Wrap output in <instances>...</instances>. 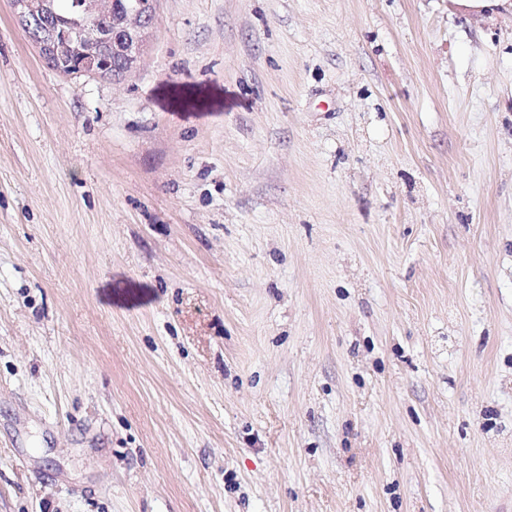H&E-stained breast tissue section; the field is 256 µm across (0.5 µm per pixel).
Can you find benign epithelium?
<instances>
[{"instance_id":"1","label":"benign epithelium","mask_w":512,"mask_h":512,"mask_svg":"<svg viewBox=\"0 0 512 512\" xmlns=\"http://www.w3.org/2000/svg\"><path fill=\"white\" fill-rule=\"evenodd\" d=\"M156 0H135V4L122 10H112V0H75V15L70 28L61 36L44 44L51 55L67 59L75 50L81 55L79 72L95 74L102 66V52L109 35L97 30L94 22L103 14L112 17V34L124 37V43H112L124 55L126 68H132L140 57L144 40L151 25L147 18L154 14ZM13 10L19 18L44 14L50 6L47 0H12Z\"/></svg>"}]
</instances>
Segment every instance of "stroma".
I'll return each instance as SVG.
<instances>
[{
    "label": "stroma",
    "instance_id": "stroma-1",
    "mask_svg": "<svg viewBox=\"0 0 512 512\" xmlns=\"http://www.w3.org/2000/svg\"><path fill=\"white\" fill-rule=\"evenodd\" d=\"M0 512H512V13L0 0ZM52 2V13L40 16L38 20H31V28H35L41 38L52 30H60L63 19L73 14V0H52ZM156 0H136L135 4L118 11H112V0H76V10L70 28L61 36L55 37L50 43H41L51 55L60 60L67 59L77 49L81 55L80 73L95 74L102 66V52L108 42L107 33L121 34L124 37L122 46L109 44L104 59V71L101 75L120 76L124 71V62L120 55L112 51L119 49L124 55L127 69H131L140 57L144 40L149 35L151 25L148 16L154 15ZM103 14H110L112 22L101 19L94 27V22ZM151 23L152 18H148Z\"/></svg>",
    "mask_w": 512,
    "mask_h": 512
}]
</instances>
